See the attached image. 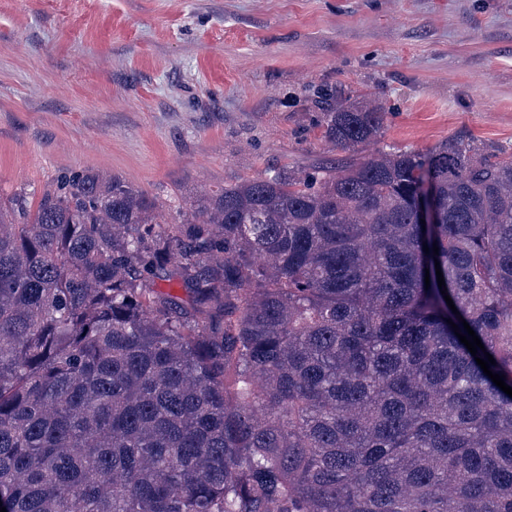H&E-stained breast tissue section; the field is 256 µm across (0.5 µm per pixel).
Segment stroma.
<instances>
[{
    "mask_svg": "<svg viewBox=\"0 0 512 512\" xmlns=\"http://www.w3.org/2000/svg\"><path fill=\"white\" fill-rule=\"evenodd\" d=\"M387 111L378 148L512 152V0H0V196L90 170L155 196L346 159L314 92Z\"/></svg>",
    "mask_w": 512,
    "mask_h": 512,
    "instance_id": "obj_1",
    "label": "stroma"
}]
</instances>
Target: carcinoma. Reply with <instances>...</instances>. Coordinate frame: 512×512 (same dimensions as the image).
Returning <instances> with one entry per match:
<instances>
[{
  "label": "carcinoma",
  "mask_w": 512,
  "mask_h": 512,
  "mask_svg": "<svg viewBox=\"0 0 512 512\" xmlns=\"http://www.w3.org/2000/svg\"><path fill=\"white\" fill-rule=\"evenodd\" d=\"M318 99L333 147L376 142L382 106ZM158 207L90 170L0 199L6 512H512V397L475 361L512 387V153L375 150Z\"/></svg>",
  "instance_id": "cac0c4a2"
}]
</instances>
